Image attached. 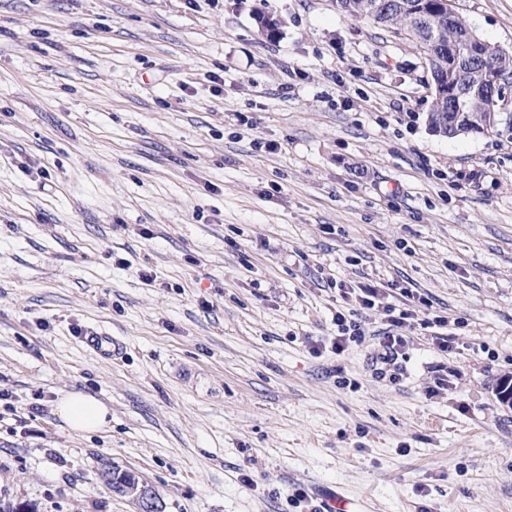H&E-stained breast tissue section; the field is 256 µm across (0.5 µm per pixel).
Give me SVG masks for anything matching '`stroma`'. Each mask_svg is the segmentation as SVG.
I'll use <instances>...</instances> for the list:
<instances>
[{
	"label": "stroma",
	"mask_w": 512,
	"mask_h": 512,
	"mask_svg": "<svg viewBox=\"0 0 512 512\" xmlns=\"http://www.w3.org/2000/svg\"><path fill=\"white\" fill-rule=\"evenodd\" d=\"M454 7L512 53V0ZM429 80L334 0H0V512H138L107 464L162 512H512V137L432 133ZM398 310V314L394 315ZM388 323L390 329L382 336L380 342L381 352L379 358L382 363L388 365L396 364L402 349L407 342L406 336L400 333V330L405 326V323L410 318L407 310H400L390 307L388 310ZM333 320L336 325V336L328 338L333 353H343L352 342H362L365 336V328L361 321L348 319L342 312H336V317ZM82 340L88 348L104 358H111L122 349V343L116 337L97 328L85 330ZM56 413L67 428L77 433L98 432L112 419L111 410L103 401L84 393L63 396L57 402ZM123 493L124 496L137 502L139 512H161L156 493L135 475L129 483L124 485Z\"/></svg>",
	"instance_id": "obj_1"
}]
</instances>
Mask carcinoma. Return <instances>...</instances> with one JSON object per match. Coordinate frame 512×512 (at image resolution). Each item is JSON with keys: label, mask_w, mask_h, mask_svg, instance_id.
<instances>
[{"label": "carcinoma", "mask_w": 512, "mask_h": 512, "mask_svg": "<svg viewBox=\"0 0 512 512\" xmlns=\"http://www.w3.org/2000/svg\"><path fill=\"white\" fill-rule=\"evenodd\" d=\"M412 0H336L337 9L355 20H366L395 34L404 33L415 41L425 38L433 46L429 64L437 72L448 68V42L464 40L470 26L458 16L452 25H424L409 5ZM495 69L512 73V54L488 42H482L478 55L467 61L459 80L464 88L461 111H448V99L433 97L428 113L430 129L443 137L458 136L455 128L472 135L512 136V113L498 112L492 105L484 82L485 71Z\"/></svg>", "instance_id": "cac0c4a2"}]
</instances>
